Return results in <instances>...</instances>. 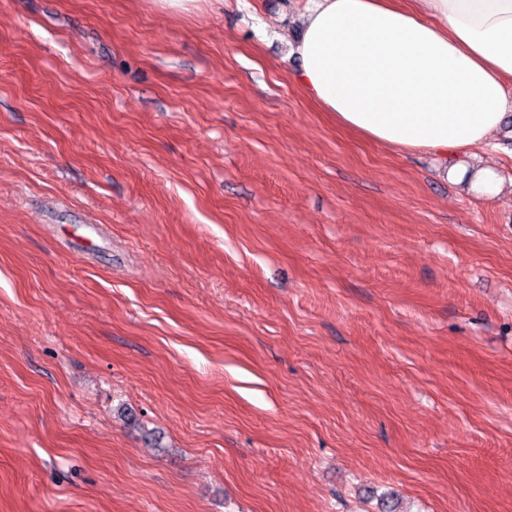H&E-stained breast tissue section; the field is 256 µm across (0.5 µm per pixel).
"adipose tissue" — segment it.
<instances>
[{"label":"adipose tissue","instance_id":"adipose-tissue-1","mask_svg":"<svg viewBox=\"0 0 512 512\" xmlns=\"http://www.w3.org/2000/svg\"><path fill=\"white\" fill-rule=\"evenodd\" d=\"M417 2L303 0L297 85L376 144L491 147L512 111V0Z\"/></svg>","mask_w":512,"mask_h":512}]
</instances>
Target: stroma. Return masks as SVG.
I'll list each match as a JSON object with an SVG mask.
<instances>
[{
    "mask_svg": "<svg viewBox=\"0 0 512 512\" xmlns=\"http://www.w3.org/2000/svg\"><path fill=\"white\" fill-rule=\"evenodd\" d=\"M300 7L0 0V512H512V149L340 129Z\"/></svg>",
    "mask_w": 512,
    "mask_h": 512,
    "instance_id": "35a3bbf8",
    "label": "stroma"
}]
</instances>
